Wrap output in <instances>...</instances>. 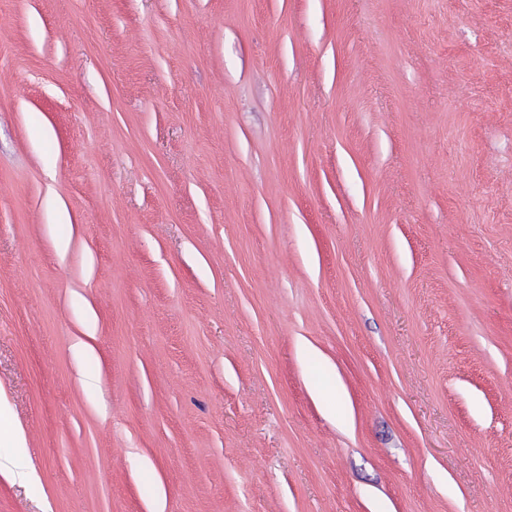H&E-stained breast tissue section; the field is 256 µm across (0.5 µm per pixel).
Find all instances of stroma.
<instances>
[{"mask_svg": "<svg viewBox=\"0 0 512 512\" xmlns=\"http://www.w3.org/2000/svg\"><path fill=\"white\" fill-rule=\"evenodd\" d=\"M0 403V512H512V0H0ZM7 444L13 448V455L6 460V464L0 462V468L6 467L12 476L22 483L34 484L38 482V477L31 464L30 458L25 448V440L20 430L11 423L10 417L0 405V446Z\"/></svg>", "mask_w": 512, "mask_h": 512, "instance_id": "35a3bbf8", "label": "stroma"}]
</instances>
